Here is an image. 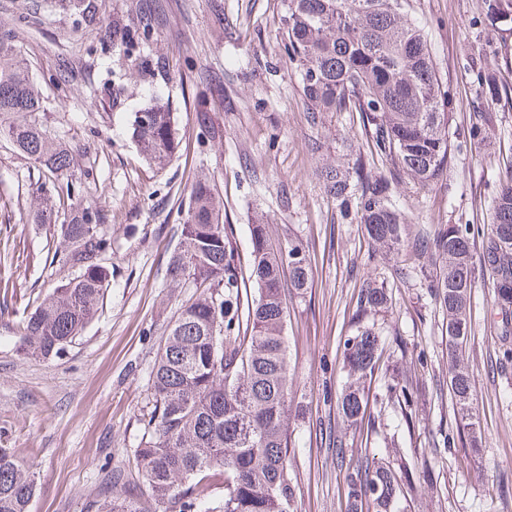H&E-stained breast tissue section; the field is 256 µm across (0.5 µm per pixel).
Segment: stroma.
<instances>
[{
	"instance_id": "stroma-1",
	"label": "stroma",
	"mask_w": 512,
	"mask_h": 512,
	"mask_svg": "<svg viewBox=\"0 0 512 512\" xmlns=\"http://www.w3.org/2000/svg\"><path fill=\"white\" fill-rule=\"evenodd\" d=\"M160 16L153 43L174 66L170 92L182 141L162 170L148 165L126 134L132 112L147 100L128 61L112 54L115 0H100L97 24L51 8L47 0H0L12 44L30 61L51 101L48 129L72 149L74 165L59 176L58 216L79 201L109 212L112 250L108 288L96 319L57 357H27L16 349L19 318L71 277L54 254V228L29 221L36 164L0 141V447L15 449L35 475L32 512H86L114 467L134 469L144 432L149 374L192 285L172 287L166 264L179 242L180 202L198 172L215 183L236 254L251 249L248 226L262 215L277 246L301 244L311 279L301 295L287 293L286 336L293 400L288 474L291 512H346V473L361 450L390 460L403 453L417 474L405 488V512H512V365L491 366L500 345L493 293L477 282L472 333L464 359L482 445L458 437L448 391V333L442 314L416 278L395 283L384 328L383 368L369 387L375 425L346 432L336 394L346 379L341 344L351 335L357 294L370 279L391 277L396 265L435 255L382 256L358 224L342 221L318 176L348 137L363 138L358 114H327L310 127L298 92L299 75L280 49L281 0H148ZM428 31L439 76L455 105L448 125H466L482 105L476 69L512 87V22L489 25L483 0H415ZM125 72L120 105L112 103V70ZM217 89L212 119L224 129L215 142L197 140L194 95ZM505 129L491 151L454 154L438 184L405 182L394 197L413 224H484L500 171L512 165V101L497 106ZM323 148L315 152L312 141ZM412 395L406 408L389 403L386 370ZM344 438L345 459L334 441Z\"/></svg>"
}]
</instances>
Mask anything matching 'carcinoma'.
<instances>
[{
  "label": "carcinoma",
  "instance_id": "cac0c4a2",
  "mask_svg": "<svg viewBox=\"0 0 512 512\" xmlns=\"http://www.w3.org/2000/svg\"><path fill=\"white\" fill-rule=\"evenodd\" d=\"M64 12L87 25L99 20L97 0H56ZM282 47L300 76L299 95L308 123L325 115L357 112L365 142L342 141L336 162L325 163L320 179L336 200L341 217L363 226L367 237L389 253L408 246L418 257L431 252L438 268L413 267L455 337L448 338V386L459 428L469 444L481 439L474 417L463 349L472 332V289L476 274L489 277L501 322L499 335L512 333V168L499 178L490 198L493 221L477 229L486 238L482 255L471 249L469 224H440L435 230L408 224L392 200L390 186L409 180L421 187L447 173L452 139L476 148L492 147L496 106L509 99L494 72L476 79L484 109L466 129L451 133L453 95L438 76L412 0H282ZM485 14L512 19V0H484ZM133 15L129 25L125 16ZM153 14L140 0H122L112 14V53L134 63L150 95L133 113L127 133L151 165L165 167L181 137L172 110L169 56L154 53ZM48 101L27 60L13 49L11 30L0 24V140L38 165V208L31 223H51L56 179L73 157L66 143L43 123ZM199 99L200 137L223 138ZM384 165L389 176L378 172ZM107 211L94 201L75 204L58 225L55 257L75 276L54 287L21 321L18 346L25 355L50 358L80 336L96 317L112 281L100 256L112 251L104 232ZM246 260L229 246L224 208L205 173L196 175L184 207L180 241L170 256V284L192 283L202 292L183 305L170 326L150 371L147 431L134 451L138 477L112 469L111 492L92 500L88 512H285L294 486L288 476L293 377L284 334L288 307L284 287L295 294L309 285L311 262L299 244L275 249L269 225H250ZM255 296L243 299V290ZM384 279L362 288L353 316L356 333L343 341L347 381L337 396L338 415L351 430L370 423L364 379L379 370L383 352L375 315L388 308ZM407 462L367 456L348 474L347 512H404L402 485H411ZM37 483L11 448H0V512H30Z\"/></svg>",
  "mask_w": 512,
  "mask_h": 512
}]
</instances>
